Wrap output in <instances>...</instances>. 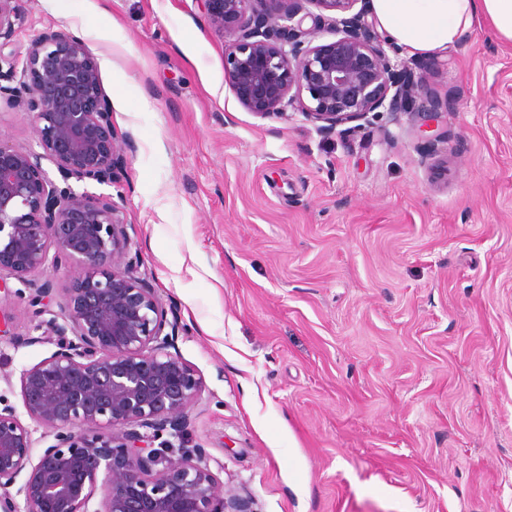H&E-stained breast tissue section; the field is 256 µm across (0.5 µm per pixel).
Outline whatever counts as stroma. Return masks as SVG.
Instances as JSON below:
<instances>
[{
  "mask_svg": "<svg viewBox=\"0 0 512 512\" xmlns=\"http://www.w3.org/2000/svg\"><path fill=\"white\" fill-rule=\"evenodd\" d=\"M16 0L6 50L62 26L127 143L142 272L204 390L189 440L259 512H512V45L475 29L417 78L448 98L427 143L380 112L350 136L261 118L224 78L199 0ZM0 137L37 143L20 106ZM0 408L55 351L9 279Z\"/></svg>",
  "mask_w": 512,
  "mask_h": 512,
  "instance_id": "obj_1",
  "label": "stroma"
}]
</instances>
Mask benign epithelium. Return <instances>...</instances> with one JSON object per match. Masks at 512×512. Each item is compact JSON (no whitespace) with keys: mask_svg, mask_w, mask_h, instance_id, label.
<instances>
[{"mask_svg":"<svg viewBox=\"0 0 512 512\" xmlns=\"http://www.w3.org/2000/svg\"><path fill=\"white\" fill-rule=\"evenodd\" d=\"M13 2L0 0V39L16 32ZM358 2L202 0L239 103L263 118L297 105L324 133L349 134V123L379 110L429 127L443 101L412 77L365 8L352 12ZM308 5L336 15L317 14L305 29ZM325 33L336 39L314 44ZM3 66L17 84L0 85V95L24 106L57 176L0 138V273L33 287L36 317L49 312L48 273H63L67 287L63 322L35 325L57 350L20 372L31 424L0 408V512H256L189 445L203 380L178 352L177 315L139 273L123 208L70 184L112 186L124 166L96 59L80 37L50 26L29 39L24 59L0 53ZM38 427L55 443L36 456Z\"/></svg>","mask_w":512,"mask_h":512,"instance_id":"1","label":"benign epithelium"}]
</instances>
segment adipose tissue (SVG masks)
I'll return each instance as SVG.
<instances>
[{"label":"adipose tissue","mask_w":512,"mask_h":512,"mask_svg":"<svg viewBox=\"0 0 512 512\" xmlns=\"http://www.w3.org/2000/svg\"><path fill=\"white\" fill-rule=\"evenodd\" d=\"M369 10L387 38L411 54H443L479 20L512 44V0H369Z\"/></svg>","instance_id":"obj_1"}]
</instances>
